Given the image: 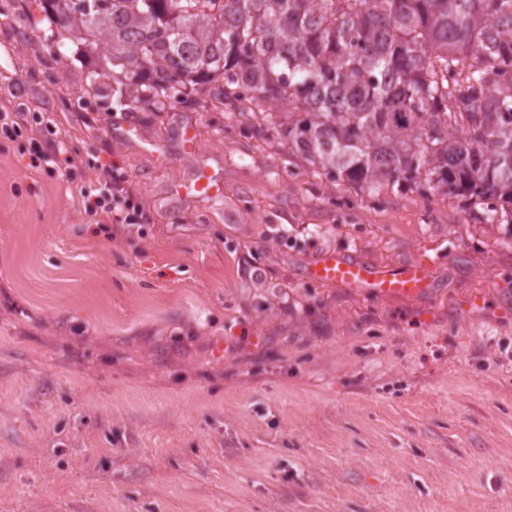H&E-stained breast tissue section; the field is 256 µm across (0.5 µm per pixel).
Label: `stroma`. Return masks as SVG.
Segmentation results:
<instances>
[{"instance_id": "1", "label": "stroma", "mask_w": 512, "mask_h": 512, "mask_svg": "<svg viewBox=\"0 0 512 512\" xmlns=\"http://www.w3.org/2000/svg\"><path fill=\"white\" fill-rule=\"evenodd\" d=\"M43 17L0 0V113L25 118L0 133V512H512V230L314 175L200 92L121 107ZM57 138L64 177L29 165ZM107 176L148 223L84 211ZM325 250L434 286L309 281Z\"/></svg>"}]
</instances>
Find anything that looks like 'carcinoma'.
Segmentation results:
<instances>
[{"mask_svg": "<svg viewBox=\"0 0 512 512\" xmlns=\"http://www.w3.org/2000/svg\"><path fill=\"white\" fill-rule=\"evenodd\" d=\"M131 109L203 91L313 172L415 186L512 224V0H43Z\"/></svg>", "mask_w": 512, "mask_h": 512, "instance_id": "1", "label": "carcinoma"}]
</instances>
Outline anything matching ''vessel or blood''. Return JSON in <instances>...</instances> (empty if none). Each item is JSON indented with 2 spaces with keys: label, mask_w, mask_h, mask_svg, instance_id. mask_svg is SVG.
Masks as SVG:
<instances>
[{
  "label": "vessel or blood",
  "mask_w": 512,
  "mask_h": 512,
  "mask_svg": "<svg viewBox=\"0 0 512 512\" xmlns=\"http://www.w3.org/2000/svg\"><path fill=\"white\" fill-rule=\"evenodd\" d=\"M305 275L310 281L350 288L362 296L411 298L426 294L432 286L426 263L380 266L331 250L309 262Z\"/></svg>",
  "instance_id": "vessel-or-blood-1"
}]
</instances>
